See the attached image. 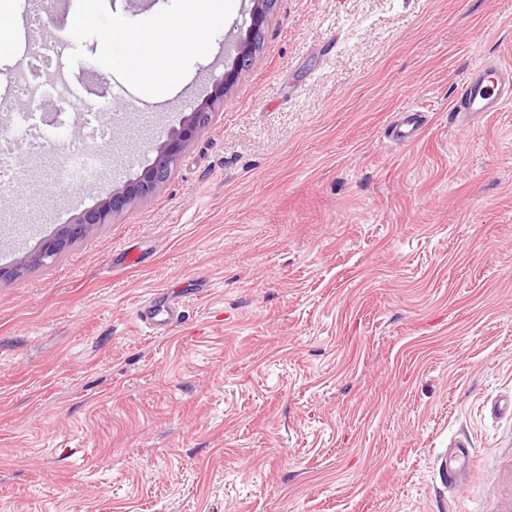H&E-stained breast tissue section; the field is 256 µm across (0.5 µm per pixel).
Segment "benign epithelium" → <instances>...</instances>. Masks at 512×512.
<instances>
[{
  "label": "benign epithelium",
  "mask_w": 512,
  "mask_h": 512,
  "mask_svg": "<svg viewBox=\"0 0 512 512\" xmlns=\"http://www.w3.org/2000/svg\"><path fill=\"white\" fill-rule=\"evenodd\" d=\"M276 2L277 0H252L251 25L248 33L245 39L237 44L233 67L219 80L212 101L224 98V92L231 87L238 73L251 65L255 52V36L262 31ZM210 112L208 106L193 109L185 116L180 129L173 132L168 141L158 147L153 163L146 167L136 180L113 190L108 198L74 217L73 221L65 225L59 233L45 239L37 252L22 257L12 267H1L0 279H12L29 267L54 262L68 242L92 234L100 226L110 223L113 216L126 210L136 199L152 194L158 186L168 180L187 142L208 124Z\"/></svg>",
  "instance_id": "benign-epithelium-1"
}]
</instances>
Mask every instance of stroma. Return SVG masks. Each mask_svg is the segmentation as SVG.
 <instances>
[{"mask_svg": "<svg viewBox=\"0 0 512 512\" xmlns=\"http://www.w3.org/2000/svg\"><path fill=\"white\" fill-rule=\"evenodd\" d=\"M224 2L162 109L113 124L96 178L54 184L57 152L17 151L0 267L211 97L251 23ZM188 7L110 0L73 62L119 80L128 47L105 35ZM486 58L512 64V0H277L168 181L0 280V512H512V103L449 113ZM412 105L426 126L401 146ZM37 116L85 137L70 103ZM170 288L181 322L146 333L139 303ZM401 115L400 121L390 126L389 137L398 143H413L418 140L423 130L421 112L413 107L406 109Z\"/></svg>", "mask_w": 512, "mask_h": 512, "instance_id": "obj_1", "label": "stroma"}]
</instances>
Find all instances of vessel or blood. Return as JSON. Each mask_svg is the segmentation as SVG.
<instances>
[{"mask_svg": "<svg viewBox=\"0 0 512 512\" xmlns=\"http://www.w3.org/2000/svg\"><path fill=\"white\" fill-rule=\"evenodd\" d=\"M6 38L14 50L29 49L33 37L26 11H19L15 16ZM68 41V36L63 34L54 39L55 44L61 48L56 58L55 73L64 80L71 103L95 110L101 105H110L117 101L131 107L151 102L152 97L146 91H139L132 96L124 85L118 83L104 90L92 88L84 75L75 72L66 51ZM509 102H512V66L492 60L482 62L463 79L451 110L456 121L466 126L475 118L499 111ZM422 130L421 113L413 107L406 109L400 121L391 125L389 136L398 143H412L418 140ZM182 309L183 303L179 296L157 293L139 308L138 317L146 328L163 335L178 322Z\"/></svg>", "mask_w": 512, "mask_h": 512, "instance_id": "b4317fda", "label": "vessel or blood"}]
</instances>
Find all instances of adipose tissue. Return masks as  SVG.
<instances>
[{
  "instance_id": "1",
  "label": "adipose tissue",
  "mask_w": 512,
  "mask_h": 512,
  "mask_svg": "<svg viewBox=\"0 0 512 512\" xmlns=\"http://www.w3.org/2000/svg\"><path fill=\"white\" fill-rule=\"evenodd\" d=\"M223 8V0H204L200 11L156 18L146 38L132 44L138 79L148 85L174 80L182 68L180 46L192 39L200 21L221 14Z\"/></svg>"
}]
</instances>
